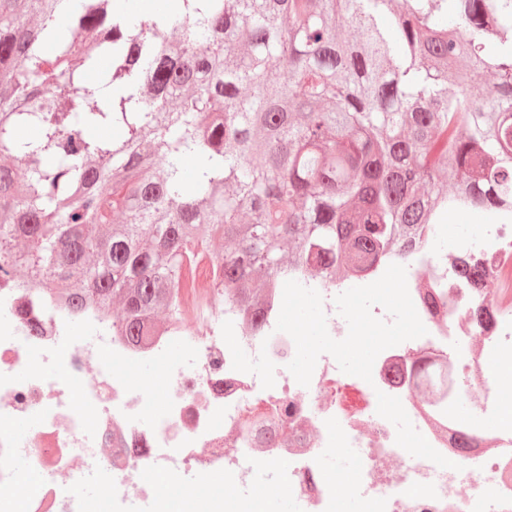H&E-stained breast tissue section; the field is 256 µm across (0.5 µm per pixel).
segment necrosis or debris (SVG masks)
<instances>
[{
	"mask_svg": "<svg viewBox=\"0 0 512 512\" xmlns=\"http://www.w3.org/2000/svg\"><path fill=\"white\" fill-rule=\"evenodd\" d=\"M463 215L480 221L478 240L458 236L445 224L423 225L405 259L408 291L425 336L385 349L376 358L371 381L343 380L335 359L322 354L309 386L297 383L287 366L296 353L292 338L277 331L282 289H273L264 307V327L252 335L245 312L225 309L224 291L200 285L179 313L156 322L148 336L129 344L118 321L107 323L109 339L67 344L69 322L61 309L36 302L29 290H0V512H87L84 489L97 485V512L148 502L159 484L185 487L188 473L223 469L235 485L242 512L254 502L257 482L278 488L300 512H340L344 496L359 512H512V425L487 428L463 424L454 401L445 413L429 416L414 386L398 374L436 361L500 407L502 389L485 373L486 353L512 359V316L485 325L484 350L461 344L465 308L475 296L452 262L468 256L483 268L504 274L512 264V216H492L468 206ZM182 342L185 360L170 356ZM155 365L165 389L136 385L137 366ZM363 396L357 411L342 400L346 388ZM400 399L413 426L444 457L456 460L453 433L468 428L478 444L494 442L498 452L484 467L460 471L407 453L396 443V428L377 413L378 394ZM276 419L279 438L257 447L256 413ZM36 416L40 429L26 440L13 432L16 421ZM336 448L362 454L345 485L333 484L320 463ZM28 460L41 479L26 498L17 486L18 458ZM74 465L69 483L54 479Z\"/></svg>",
	"mask_w": 512,
	"mask_h": 512,
	"instance_id": "obj_1",
	"label": "necrosis or debris"
}]
</instances>
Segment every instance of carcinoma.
<instances>
[{
	"label": "carcinoma",
	"mask_w": 512,
	"mask_h": 512,
	"mask_svg": "<svg viewBox=\"0 0 512 512\" xmlns=\"http://www.w3.org/2000/svg\"><path fill=\"white\" fill-rule=\"evenodd\" d=\"M165 3L0 0V289L24 267L76 322L118 297L137 342L212 274L257 335L290 272L367 277L460 204L512 212V0Z\"/></svg>",
	"instance_id": "cac0c4a2"
}]
</instances>
